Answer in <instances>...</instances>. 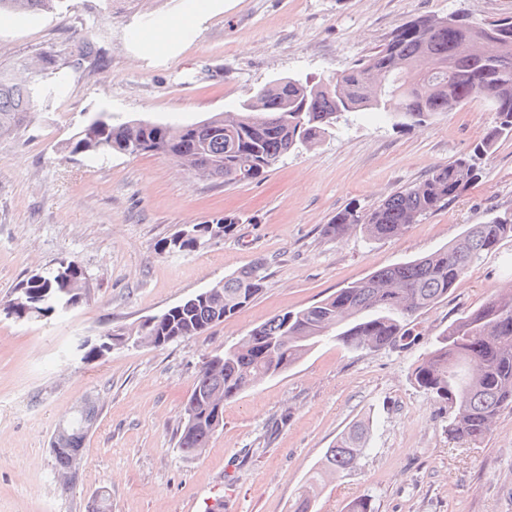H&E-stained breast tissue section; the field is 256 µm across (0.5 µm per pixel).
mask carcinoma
I'll return each mask as SVG.
<instances>
[{"label":"carcinoma","instance_id":"cac0c4a2","mask_svg":"<svg viewBox=\"0 0 512 512\" xmlns=\"http://www.w3.org/2000/svg\"><path fill=\"white\" fill-rule=\"evenodd\" d=\"M57 2L0 0V12H49ZM455 16L451 26H439L430 16L406 21L382 45L325 81L290 77L265 85L258 89L257 111L247 109L243 100L234 112L183 126L142 120L114 125L112 116L102 113L91 120L97 126L95 137L78 131L69 142L70 153L103 157L151 153L176 162L183 158L192 166L191 177L228 185L261 179L284 155L321 140L353 113L376 110L394 127L403 128L476 98L494 104L492 126L470 155L434 167L371 210L344 209L324 228L329 237L352 227L370 238L398 236L472 185L479 178L482 156L498 141L512 139V18L486 23L463 11ZM58 70L57 61L45 55L29 81L0 75V136L24 123L34 100L49 102L63 95L64 77L42 82L45 72ZM372 75L386 80V91L378 99L366 90ZM238 223L240 217L234 213L217 214L183 230L179 246L165 248V238L158 249L168 254L195 252L210 243L209 226L223 236ZM508 240H512L511 212L471 225L430 255L383 268L305 308L274 315L203 364L184 407L177 447L195 456L220 427L208 402L216 389L227 402L288 370L325 339L354 350L396 345L410 335L409 325L421 311L448 298L482 255ZM70 278L87 280L75 260L61 261L41 278L31 276L22 282L15 297L31 303L18 310L15 319L35 320L62 309L57 298ZM265 278L262 262L226 276L204 295L196 294L153 317V322L145 323L147 332L157 338L159 347L200 335L253 303ZM412 377L425 394L448 404L449 436L472 444L485 439L500 413L512 408V291L492 294L449 325ZM97 419L98 408L92 401L85 419H75L66 438L51 441L60 471L79 469L85 440ZM368 435L369 423L357 421L337 437L309 471L293 512H311L312 500L326 482L357 465Z\"/></svg>","mask_w":512,"mask_h":512}]
</instances>
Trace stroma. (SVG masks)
I'll return each mask as SVG.
<instances>
[{
	"instance_id": "1",
	"label": "stroma",
	"mask_w": 512,
	"mask_h": 512,
	"mask_svg": "<svg viewBox=\"0 0 512 512\" xmlns=\"http://www.w3.org/2000/svg\"><path fill=\"white\" fill-rule=\"evenodd\" d=\"M184 0H60L55 12L0 15V72L54 55L61 99L37 104L0 138V304L18 283L67 259L86 272L88 302L36 321L0 317V512H290L338 434L369 420L358 466L329 483L313 512H512V409L482 443L449 436L447 412L412 372L451 323L512 282V241L483 255L447 299L423 310L397 347L353 351L322 341L287 371L224 405L194 457L176 446L184 404L205 361L277 313L308 306L386 266L430 254L491 215L512 212V139L452 203L402 235L322 229L349 206L372 209L434 166L469 154L492 114L473 100L432 122L392 127L368 111L261 179H192L161 155H70L99 112L125 122L188 125L232 111L281 77L319 81L384 43L415 16L465 10L512 16V0H218L174 51H142L129 34L177 14ZM101 62L82 58L85 42ZM233 212L242 222L188 254L160 252L177 230ZM265 262L262 294L205 333L154 347H117L86 363L78 344L143 322L232 273ZM99 418L81 468L64 481L50 443L76 404Z\"/></svg>"
}]
</instances>
